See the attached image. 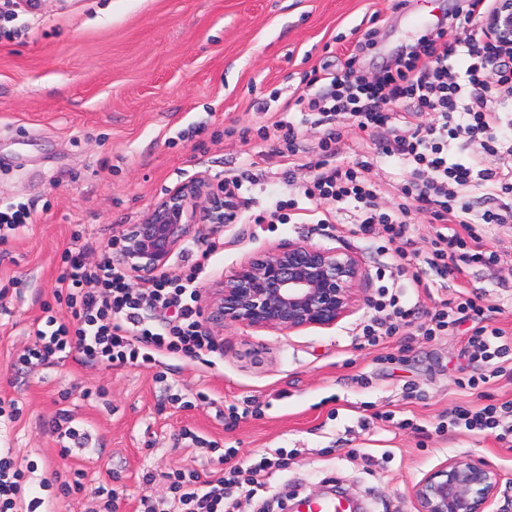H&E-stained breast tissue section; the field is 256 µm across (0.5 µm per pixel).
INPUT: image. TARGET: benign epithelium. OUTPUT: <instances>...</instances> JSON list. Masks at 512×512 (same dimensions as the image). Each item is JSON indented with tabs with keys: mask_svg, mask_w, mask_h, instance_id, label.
Masks as SVG:
<instances>
[{
	"mask_svg": "<svg viewBox=\"0 0 512 512\" xmlns=\"http://www.w3.org/2000/svg\"><path fill=\"white\" fill-rule=\"evenodd\" d=\"M489 25L491 36L512 46V0H503ZM226 218L224 183L195 177L124 230L114 258L150 281L165 272L173 251L199 225ZM363 276L358 257L304 242L259 252L209 287L203 326L209 332L226 324L278 332L329 328L361 305L357 285ZM499 486L490 465L453 459L417 485L415 498L419 512H486Z\"/></svg>",
	"mask_w": 512,
	"mask_h": 512,
	"instance_id": "benign-epithelium-1",
	"label": "benign epithelium"
}]
</instances>
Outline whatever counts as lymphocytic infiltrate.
Here are the masks:
<instances>
[{"instance_id": "1", "label": "lymphocytic infiltrate", "mask_w": 512, "mask_h": 512, "mask_svg": "<svg viewBox=\"0 0 512 512\" xmlns=\"http://www.w3.org/2000/svg\"><path fill=\"white\" fill-rule=\"evenodd\" d=\"M499 0H456L452 10L415 44L398 51L375 76L355 67L357 56L377 45L378 32L362 33L353 53L334 65L315 70L295 100L311 112L327 133L318 157H303L302 131L293 120L275 121L285 133V156L292 166L306 165L314 174L304 195L309 200L354 203L357 230L371 235L382 231L393 247L398 272L426 264L441 279L458 277L465 268L493 263L495 255L477 231L481 224H512V47L490 39L485 22ZM461 32L448 43L447 28ZM401 110L406 133H395L394 110ZM429 121H422V114ZM355 120L361 133L376 140L386 155L409 162L410 179L399 188L403 203L398 216L380 212L365 172L367 162L335 163L337 129L341 117ZM474 146L469 160L455 158L451 143ZM500 157L496 167L484 165L483 154ZM482 190L485 206L475 210L473 190ZM427 213L437 229L426 253L411 249L408 237L412 212ZM66 268L59 285L71 319L47 317L34 331V342L20 355L26 365H46L75 354L83 360L111 367L137 360L151 362L154 353L167 351L198 359L216 344L202 329L195 305L197 278L181 281L161 277L134 289L125 268L105 259L89 263L84 248L65 254ZM175 311L173 320L149 325L155 312ZM474 327L467 339L472 360L499 374L500 363L512 357V339L494 326L492 309L477 291H459L442 300L423 333L435 336L464 322ZM452 427L488 433L512 443V401L458 406L448 418ZM268 461L247 468L234 467L204 480L196 472H176L171 481L173 512H224L225 492L239 485L264 488ZM34 464L18 465L10 451L0 450V512H37L41 497H25Z\"/></svg>"}]
</instances>
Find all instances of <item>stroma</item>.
Masks as SVG:
<instances>
[{
    "label": "stroma",
    "mask_w": 512,
    "mask_h": 512,
    "mask_svg": "<svg viewBox=\"0 0 512 512\" xmlns=\"http://www.w3.org/2000/svg\"><path fill=\"white\" fill-rule=\"evenodd\" d=\"M41 0L36 15L0 20V211L24 206L29 224L0 244V401L15 402L0 426V448L39 473L80 471L83 489L44 491L46 512H98V489L117 512L142 497L171 498V475L213 476L227 465L275 458L264 491L236 490L235 512H295L304 499L342 491L359 512H418L416 486L448 460L467 457L500 475L493 512H512V447L460 428L438 430L457 405L512 401V369L479 384L461 332L425 338L417 326L446 288L420 266L421 282L393 272L384 238L356 232L352 205L303 195L312 172L285 178L279 110L304 89L313 68L352 52L355 29L377 23L378 48L360 58L372 76L393 50L424 34L454 0ZM337 160L369 161L379 208L393 214L410 166L385 156L352 120L341 118ZM243 179L236 216L201 225L174 250L168 277L197 274L199 295L257 252L305 242L350 251L365 270L363 304L330 328L293 332L225 326L216 351L177 354L112 368L67 357L20 364L32 329L51 307L69 317L58 293L73 234L90 261L112 256L122 231L168 191L193 177ZM297 200L287 224L264 223L277 201ZM496 258L471 267L477 287L512 338V227L484 224ZM415 309L411 326L372 346L362 328L386 320L373 306L381 287ZM253 407L252 415L231 407ZM97 439L62 455L49 422L58 409ZM190 431L202 445L183 439Z\"/></svg>",
    "instance_id": "stroma-1"
}]
</instances>
